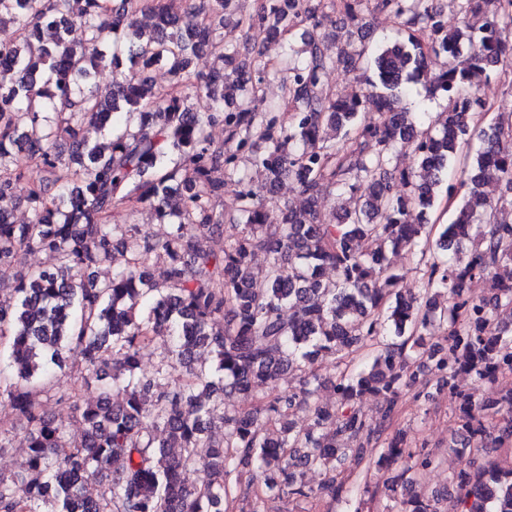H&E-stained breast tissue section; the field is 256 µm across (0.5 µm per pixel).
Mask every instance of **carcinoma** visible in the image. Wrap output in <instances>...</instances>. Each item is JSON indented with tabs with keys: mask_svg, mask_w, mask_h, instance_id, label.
<instances>
[{
	"mask_svg": "<svg viewBox=\"0 0 512 512\" xmlns=\"http://www.w3.org/2000/svg\"><path fill=\"white\" fill-rule=\"evenodd\" d=\"M67 2L0 0V21L16 29L15 40L0 45V281L21 250L52 257L48 266L14 272L16 303L0 306V402L13 415L0 421V453L15 424L28 430L24 473L0 474V512H74L76 504L82 512H224L229 496L248 499L258 480L281 497L311 498L317 492L303 481L310 469L329 472L325 486L339 498L345 481L335 462L360 465L374 443L388 467L413 458L401 435L383 434L402 392L427 389L417 369L424 356L469 440L511 447L512 419L495 436L487 422L512 416V383L497 399L478 401L457 393L452 380L459 371L490 383L512 373V327L497 321L500 309L512 308V272L500 273L512 267V217H501L512 213V197L494 202L483 190L495 181L512 193V98L487 126L473 123L482 107L477 79L512 60V0L492 15L484 0H456L463 27L454 29L434 0H340L351 21L363 7L386 10L407 33L382 42L370 60L343 53L364 85L349 97L322 89L336 60L315 27L280 70L261 64L254 78L219 67L187 81L200 53L232 61L221 29L235 0H186L181 16L165 0H84L73 17ZM143 11L154 18L146 36L137 30ZM312 19L306 0H263L240 23L267 43ZM432 56L446 59L434 73ZM155 63L175 77L171 91L150 79ZM105 69L112 88L103 99L95 79ZM268 79L291 96L286 124L282 106L262 93ZM420 83L448 102L433 125L402 106ZM200 95L211 101L206 114L187 105ZM370 110L377 117H366ZM217 120L236 148L210 141L206 128ZM87 126L101 139L78 138ZM473 137L478 149L458 186L447 188L450 197L462 194L454 219L432 242L426 216L441 173ZM405 141L414 143L415 170L393 166ZM245 155L270 184L293 178L306 206L273 214L248 188L239 194V217L215 212L212 198ZM32 159L48 176L29 186L30 222L14 224L4 204ZM217 171L224 178H213ZM333 191L348 207L326 223L316 204ZM141 205L165 223L163 234L109 223ZM226 223L240 231L223 237ZM467 243L473 251L462 263L453 255ZM415 248L426 270L418 293L406 298L386 253ZM258 252L267 257L261 287L251 272ZM117 253L124 265L99 281L97 269ZM162 255L157 278L150 262ZM328 267L332 280L322 279ZM484 276L490 296L469 294L468 283ZM286 308L292 315H283ZM437 322L447 327L446 344L427 351L423 331ZM154 344L160 361L147 378L141 353ZM202 347L210 350L207 364L195 358ZM366 348L371 362L353 370L349 358ZM321 352L337 359L333 410L318 399ZM71 358L84 380L100 382L94 403H80L75 383L55 393L83 425L76 443L66 438L68 419L46 416L35 400ZM285 372L298 386L279 394ZM233 393L255 406L227 407L224 396ZM367 396L380 403L377 421L357 406ZM200 467L208 480L197 486L189 475ZM93 482L99 492L90 497ZM450 483L460 512H512V467L462 469ZM397 503V512H437L417 497Z\"/></svg>",
	"mask_w": 512,
	"mask_h": 512,
	"instance_id": "obj_1",
	"label": "carcinoma"
}]
</instances>
